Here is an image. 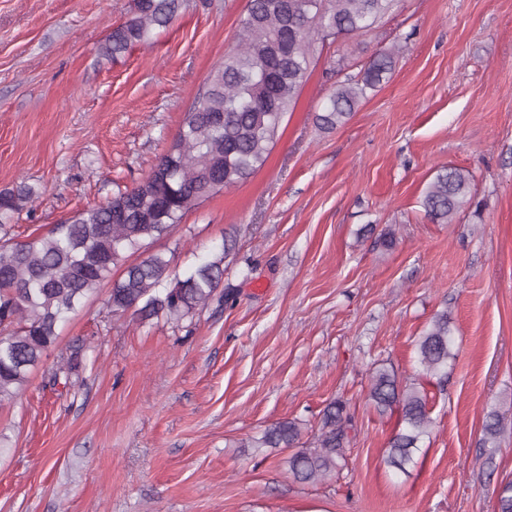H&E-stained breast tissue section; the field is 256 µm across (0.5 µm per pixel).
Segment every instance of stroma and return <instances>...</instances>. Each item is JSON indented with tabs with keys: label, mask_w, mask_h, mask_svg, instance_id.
<instances>
[{
	"label": "stroma",
	"mask_w": 512,
	"mask_h": 512,
	"mask_svg": "<svg viewBox=\"0 0 512 512\" xmlns=\"http://www.w3.org/2000/svg\"><path fill=\"white\" fill-rule=\"evenodd\" d=\"M246 4L183 0L114 59L102 48L134 0H0V190L35 187L26 233L148 176ZM390 48L389 81L321 129L330 61L353 76ZM443 166L470 172V201L434 224L419 200ZM227 240L220 296L180 324L112 315L104 287L61 323L0 405V512H497L512 483V0H397L324 47L260 170L149 250L183 270ZM441 310L455 357L439 379L416 341ZM76 345L79 371L56 378ZM381 366L427 396L431 432L403 472L387 462L399 416L368 399ZM339 397L355 422L339 475L303 483L290 449L245 447L284 419L312 442Z\"/></svg>",
	"instance_id": "1"
}]
</instances>
